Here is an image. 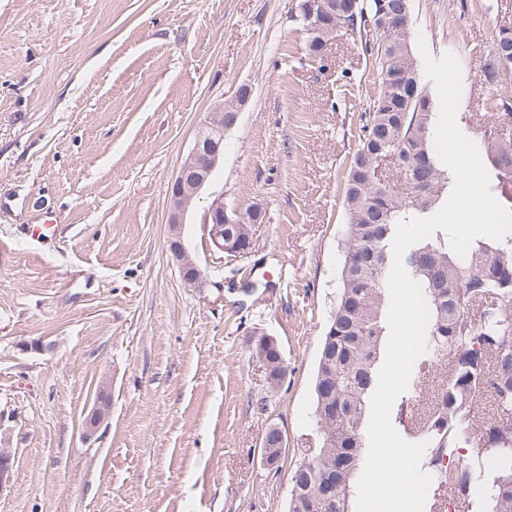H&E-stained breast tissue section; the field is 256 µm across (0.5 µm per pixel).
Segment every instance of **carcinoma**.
I'll use <instances>...</instances> for the list:
<instances>
[{"label": "carcinoma", "instance_id": "carcinoma-1", "mask_svg": "<svg viewBox=\"0 0 512 512\" xmlns=\"http://www.w3.org/2000/svg\"><path fill=\"white\" fill-rule=\"evenodd\" d=\"M315 0H298L297 20L317 58L339 25L353 15L322 19ZM385 7L398 17L386 49L379 36L357 30L378 73L372 108L360 116V135L346 178L347 217L337 274L336 299L323 337L314 376V414L320 446L291 473L288 512H351L350 496L366 450L364 425L377 385L378 363L387 336L385 279L393 263L398 222L425 218L448 199L453 175L434 146L437 113L420 79L408 38L410 0H361V7ZM512 75V28L498 31L480 78L496 89ZM479 153L490 175L493 196L512 209V127H484ZM395 157L421 188L407 199L390 181L375 177L383 160ZM253 240L252 225H224V244ZM403 264L421 284L430 309L428 351L415 366L420 383L451 357L446 386L433 391L418 413L399 406L396 418L406 434L425 444V458L437 487L466 501L484 494L486 512H512V233L500 240L475 239L465 258L438 230L410 246ZM264 359L267 383L281 385L277 356L253 348ZM493 411L480 410L484 397ZM459 448L466 460L445 465Z\"/></svg>", "mask_w": 512, "mask_h": 512}]
</instances>
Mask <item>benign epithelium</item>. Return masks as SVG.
Returning <instances> with one entry per match:
<instances>
[{"instance_id": "1", "label": "benign epithelium", "mask_w": 512, "mask_h": 512, "mask_svg": "<svg viewBox=\"0 0 512 512\" xmlns=\"http://www.w3.org/2000/svg\"><path fill=\"white\" fill-rule=\"evenodd\" d=\"M249 93L242 91L237 94L233 105L232 121L224 115V105L216 106L209 113L195 137L194 145L182 162L171 182L167 196L169 237L168 246L175 259L183 281L197 288L202 287L203 274L186 249L182 238V227L187 214L191 211L202 190L212 179L220 159L224 156V136L233 128L240 111L245 105ZM246 218L245 211L224 203V195L216 196L202 217L204 234L212 247L221 253L234 257H244L251 248L229 249L224 246V225L242 224ZM112 410V393L109 382L103 380L96 389L95 401L84 419V435L90 439L96 435L101 426L108 420ZM277 439V452L264 450V459L268 466H276L285 448L284 434L276 426L270 427ZM14 477V454L9 448H0V493L11 487Z\"/></svg>"}]
</instances>
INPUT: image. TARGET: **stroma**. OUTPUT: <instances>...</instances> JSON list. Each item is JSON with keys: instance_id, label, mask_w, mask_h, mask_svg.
Here are the masks:
<instances>
[{"instance_id": "35a3bbf8", "label": "stroma", "mask_w": 512, "mask_h": 512, "mask_svg": "<svg viewBox=\"0 0 512 512\" xmlns=\"http://www.w3.org/2000/svg\"><path fill=\"white\" fill-rule=\"evenodd\" d=\"M297 0H0V512H288L318 439L313 380L340 261L343 184L376 68L341 32L319 59ZM512 0H411V38L460 64L463 133L496 120L479 74ZM249 98L168 250L167 187L197 129ZM265 212L249 256L205 238L215 194ZM31 224L54 232L30 239ZM279 344L266 382L253 348ZM112 412L81 431L100 381ZM285 433L277 469L270 426ZM253 352L256 358H262L266 362V365L264 363V366L266 379L267 383L269 384V387L271 389L278 388L282 384L280 380V375L283 370V367L281 366V362L278 361L277 356L265 350L262 354H260V352L258 351L257 343L253 348Z\"/></svg>"}]
</instances>
